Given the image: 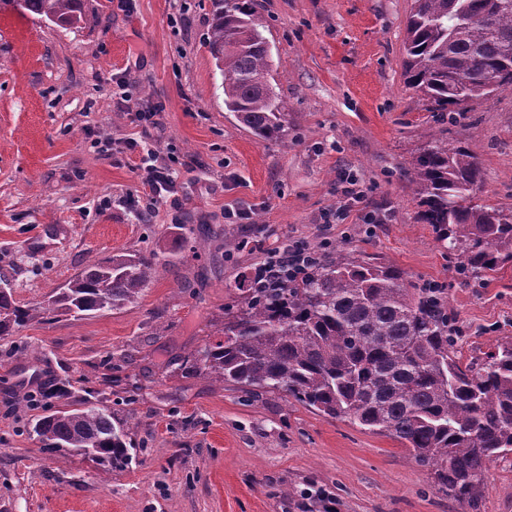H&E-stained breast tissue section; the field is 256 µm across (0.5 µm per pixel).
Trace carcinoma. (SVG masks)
<instances>
[{"mask_svg":"<svg viewBox=\"0 0 512 512\" xmlns=\"http://www.w3.org/2000/svg\"><path fill=\"white\" fill-rule=\"evenodd\" d=\"M209 48L224 106L255 136L274 139L288 106L258 83L269 47L244 0H214ZM25 9L78 27L80 0H26ZM404 75L427 110L449 112L512 89V0H413L405 25ZM408 169L419 219L448 242L460 275L481 278L512 265V211L480 205L477 157L433 131ZM158 271L157 254L117 252L89 264L38 307L0 287V336L44 314L90 315L136 301ZM224 310L223 339L190 353L186 371L239 388L281 391L331 418L398 441L433 473L438 492L476 512L488 464L512 454V339L464 363L445 289L412 284L391 264L361 254L312 261L298 276L260 286L248 276ZM42 447L110 470L129 461L127 423L91 402L33 425Z\"/></svg>","mask_w":512,"mask_h":512,"instance_id":"carcinoma-1","label":"carcinoma"}]
</instances>
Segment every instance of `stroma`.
Masks as SVG:
<instances>
[{
  "label": "stroma",
  "mask_w": 512,
  "mask_h": 512,
  "mask_svg": "<svg viewBox=\"0 0 512 512\" xmlns=\"http://www.w3.org/2000/svg\"><path fill=\"white\" fill-rule=\"evenodd\" d=\"M270 46L288 130L263 141L224 107L208 37L214 0H82L78 27L0 6V278L18 304L45 302L87 263L157 252L160 272L121 309L53 314L0 337V512H459L393 439L281 392L246 393L186 373L218 340L230 284L294 243L357 253L444 288L463 360L512 336V267L458 275L418 217L405 176L425 128L480 161V203L512 210V91L436 121L404 77L412 0H251ZM162 105L158 148L180 188L138 221L137 154H99L141 129L121 91ZM352 176L367 226L327 224ZM250 208L228 224V207ZM65 393L44 399L47 383ZM131 422L129 463L102 473L42 449L33 420L75 401ZM480 512H512V454L493 460Z\"/></svg>",
  "instance_id": "stroma-1"
}]
</instances>
